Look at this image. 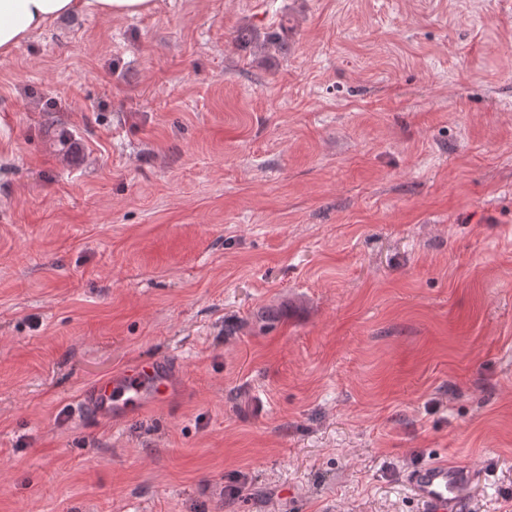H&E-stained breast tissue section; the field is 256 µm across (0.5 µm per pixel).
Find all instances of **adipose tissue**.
Wrapping results in <instances>:
<instances>
[{"instance_id":"adipose-tissue-1","label":"adipose tissue","mask_w":512,"mask_h":512,"mask_svg":"<svg viewBox=\"0 0 512 512\" xmlns=\"http://www.w3.org/2000/svg\"><path fill=\"white\" fill-rule=\"evenodd\" d=\"M158 0H0V54H8L58 19L82 14L132 18L153 12Z\"/></svg>"}]
</instances>
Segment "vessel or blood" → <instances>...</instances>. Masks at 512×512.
<instances>
[{
    "label": "vessel or blood",
    "mask_w": 512,
    "mask_h": 512,
    "mask_svg": "<svg viewBox=\"0 0 512 512\" xmlns=\"http://www.w3.org/2000/svg\"><path fill=\"white\" fill-rule=\"evenodd\" d=\"M184 371L165 358L139 361L112 378L84 386L78 400L84 414L101 422H118L134 412L166 404L186 387ZM409 483L425 512H464L468 475L463 467L430 461L417 467Z\"/></svg>",
    "instance_id": "obj_1"
}]
</instances>
